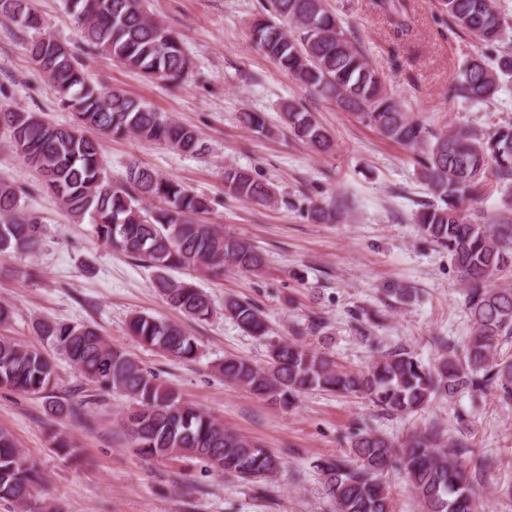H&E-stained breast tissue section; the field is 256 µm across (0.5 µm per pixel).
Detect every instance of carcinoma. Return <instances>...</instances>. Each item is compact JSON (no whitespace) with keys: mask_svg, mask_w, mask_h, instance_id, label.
Returning a JSON list of instances; mask_svg holds the SVG:
<instances>
[{"mask_svg":"<svg viewBox=\"0 0 512 512\" xmlns=\"http://www.w3.org/2000/svg\"><path fill=\"white\" fill-rule=\"evenodd\" d=\"M77 35L89 49L101 51L146 77L170 82L185 78L191 60L177 32L148 11L146 0H66ZM448 17L486 47L501 43L507 24L494 0H443ZM398 37L410 25L401 0H379ZM266 13L250 25L252 40L297 82L357 112L385 138L422 153L420 174L435 203H423L415 222L437 247L448 252L465 289L470 333L462 349L442 342L444 354L432 366L410 350H385L364 372L337 366L326 353L299 339L269 344L267 363L258 366L239 356L217 365L224 379L254 395L289 408L300 395L320 390L337 396L362 394L388 415H407L438 394L495 390L512 401V363L501 348L512 339V286L494 287L492 279L512 273V192L496 218L477 222L463 213L464 202L484 195L488 178L512 187V124L476 131L460 128L426 138L423 128L388 94L379 75L351 41L327 0H268ZM0 16L28 38L29 57L53 83L60 106L73 122L56 125L40 112L0 105V135L6 147L41 174L44 186L76 222L89 219L101 243L148 265L151 285L174 309L197 322L213 315L210 297L174 276L180 270L223 273L224 264L260 273L262 252L228 235L200 215L211 200L156 171L130 163L125 178L107 175L97 140L87 131L163 144L187 155L201 153L200 132L181 124L124 92L93 83L75 52L47 32L33 0H0ZM512 82V51L491 60L470 54L461 66L456 96L480 105ZM281 119L299 140L317 151L331 137L315 115L290 102ZM224 188L240 199L271 204L273 188L236 166L224 168ZM24 191L0 179V254L37 249L43 217L25 206ZM306 217L328 222L336 206H310ZM224 314L250 336L267 335L264 312L235 297L224 299ZM130 335L141 344L178 360H193L197 338L179 325L136 313ZM34 332L63 354L103 392L131 400L123 425L137 452L150 459L204 462L251 483H266L280 468L279 459L258 442L231 432L201 409L181 401L125 351L112 347L92 325L39 319ZM0 387L51 394L56 387L52 357L0 335ZM439 426L394 442L361 430L353 434L343 457L314 462L336 512H392L385 476L405 472L422 512H479L476 483L490 462L472 454L464 436L448 437ZM40 482L13 438L0 431V501L23 506Z\"/></svg>","mask_w":512,"mask_h":512,"instance_id":"carcinoma-1","label":"carcinoma"}]
</instances>
